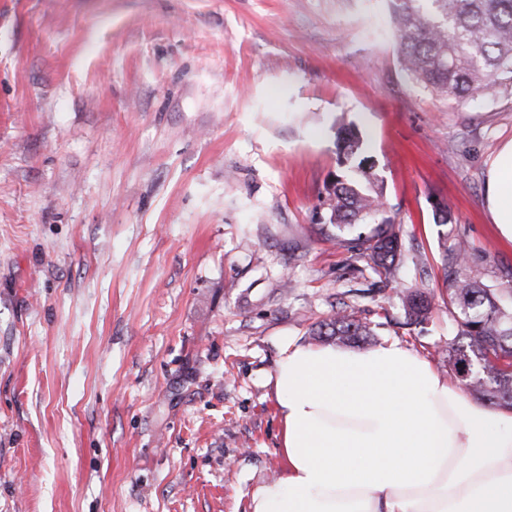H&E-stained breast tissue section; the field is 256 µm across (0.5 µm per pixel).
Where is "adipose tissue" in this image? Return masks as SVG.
Here are the masks:
<instances>
[{
	"instance_id": "1",
	"label": "adipose tissue",
	"mask_w": 512,
	"mask_h": 512,
	"mask_svg": "<svg viewBox=\"0 0 512 512\" xmlns=\"http://www.w3.org/2000/svg\"><path fill=\"white\" fill-rule=\"evenodd\" d=\"M485 205L512 240V140ZM272 381L286 469L250 512H512V408L475 400L399 342L289 341Z\"/></svg>"
}]
</instances>
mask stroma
<instances>
[{"instance_id":"stroma-1","label":"stroma","mask_w":512,"mask_h":512,"mask_svg":"<svg viewBox=\"0 0 512 512\" xmlns=\"http://www.w3.org/2000/svg\"><path fill=\"white\" fill-rule=\"evenodd\" d=\"M355 125L437 300L405 323L322 200ZM512 84L402 71L384 0H0V512H248L285 467V341L342 305L449 374L434 205H484Z\"/></svg>"}]
</instances>
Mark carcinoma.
<instances>
[{
  "mask_svg": "<svg viewBox=\"0 0 512 512\" xmlns=\"http://www.w3.org/2000/svg\"><path fill=\"white\" fill-rule=\"evenodd\" d=\"M402 71L416 84L456 99L491 97L512 82V0H388ZM363 140L350 132L343 163L351 175L326 188L324 205L336 227L376 223L367 238L374 273L399 287L406 324L427 321L432 304L416 283L400 278L404 262L396 225L386 216L379 179L361 156ZM439 259L448 288V313L456 324L448 361L470 371L466 387L491 405H512V286L482 280L485 258L472 256L466 237L438 234ZM313 335L339 346L373 340L370 323L342 308L319 322Z\"/></svg>",
  "mask_w": 512,
  "mask_h": 512,
  "instance_id": "1",
  "label": "carcinoma"
}]
</instances>
